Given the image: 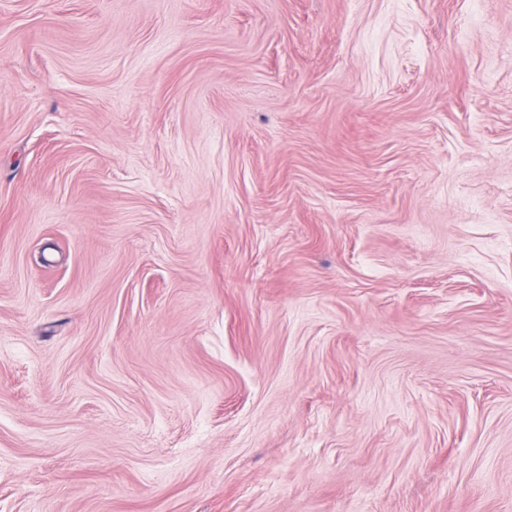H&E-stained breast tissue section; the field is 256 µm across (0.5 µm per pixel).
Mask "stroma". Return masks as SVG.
Wrapping results in <instances>:
<instances>
[{
    "label": "stroma",
    "mask_w": 512,
    "mask_h": 512,
    "mask_svg": "<svg viewBox=\"0 0 512 512\" xmlns=\"http://www.w3.org/2000/svg\"><path fill=\"white\" fill-rule=\"evenodd\" d=\"M0 512H512V0H0Z\"/></svg>",
    "instance_id": "1"
}]
</instances>
